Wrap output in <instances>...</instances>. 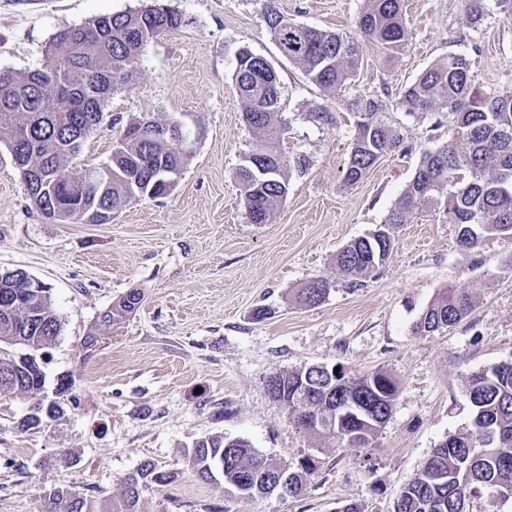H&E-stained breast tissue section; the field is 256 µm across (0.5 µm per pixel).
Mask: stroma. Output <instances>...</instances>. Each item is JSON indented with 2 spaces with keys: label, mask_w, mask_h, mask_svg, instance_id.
Instances as JSON below:
<instances>
[{
  "label": "stroma",
  "mask_w": 512,
  "mask_h": 512,
  "mask_svg": "<svg viewBox=\"0 0 512 512\" xmlns=\"http://www.w3.org/2000/svg\"><path fill=\"white\" fill-rule=\"evenodd\" d=\"M154 0H0V71L41 67L59 30ZM181 16L141 51L132 80L104 108L75 168L107 163L125 126L177 117L200 131L171 194L144 198L111 223L63 224L31 203L11 155L0 146V271L21 269L50 289L62 333L47 350L46 395L58 378L61 414L31 430L19 423L37 403L0 395V512H38L46 490L118 497L146 460L171 481L140 495L141 512H392L432 448L471 428L465 384L473 371L512 361V236L484 237L466 250L442 210L407 224L385 218L413 178L424 150L448 142L444 112H409L400 94L448 54L472 62L474 83L512 89V16L484 0H407L409 42L390 54L360 44L351 84L324 90L280 54L268 10L311 27L351 32L366 0H170ZM266 58L280 79L286 130L281 150L306 161L292 174L272 223H250L237 171L254 141L232 75L236 54ZM358 95L378 96L379 117L399 147L355 185L343 182L361 120ZM326 109L331 122L312 114ZM384 227L392 249L376 276L351 288L337 252ZM316 277L332 289L314 307L296 304ZM475 296L456 325L419 336L413 326L443 288ZM143 299L96 349L84 346L98 316L130 290ZM266 318H256L257 309ZM320 363L399 383L393 413L368 448L318 453L319 440L292 425L265 391L268 377ZM243 439L265 458L317 468L304 493L254 502L197 480L185 453L205 436Z\"/></svg>",
  "instance_id": "obj_1"
}]
</instances>
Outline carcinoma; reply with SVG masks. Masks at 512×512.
I'll list each match as a JSON object with an SVG mask.
<instances>
[{
  "instance_id": "obj_1",
  "label": "carcinoma",
  "mask_w": 512,
  "mask_h": 512,
  "mask_svg": "<svg viewBox=\"0 0 512 512\" xmlns=\"http://www.w3.org/2000/svg\"><path fill=\"white\" fill-rule=\"evenodd\" d=\"M405 0H367L356 21L355 34L322 30L284 19L272 11L267 20L277 47L285 58L299 64L306 77L323 89L350 83L359 64V40L375 41L388 53L403 50L408 32ZM180 24L172 8L154 5L137 14L119 13L58 31L46 46L41 68L23 74L0 72V145L26 150L24 167L39 169L53 193L67 202L78 188L69 183L76 174L70 163L81 152L91 131L103 120L112 92L129 79L130 59L149 41ZM243 104L247 124L258 133L257 143L243 157L238 178L249 219L268 224L288 195L287 172L303 173L305 161L286 160L280 149L284 130L280 82L271 64L248 50L241 51L232 76ZM400 103L410 112H446L452 116V138L423 154L420 164L387 224H406L420 211L444 207L448 223L457 225L458 242L473 249L485 236L512 234V91L489 92L473 85L471 62L451 54L426 69L401 93ZM364 113L351 147L344 182L358 183L379 158L399 144V137L379 118L376 96H361L353 103ZM181 131L176 118L161 123L146 118L127 125L122 146L112 153L111 187L97 201L101 212L109 206L134 202L141 190L163 198L170 190L159 180V169L180 171L191 155L179 147ZM392 248L389 236L378 230L347 243L336 255V265L351 287L360 285L385 262ZM330 280L316 277L296 293V301L313 307L329 295ZM141 292L132 290L92 325L85 347L134 311ZM473 296L453 288L444 290L419 317L414 330L426 335L445 330L467 317ZM62 322L53 308L49 288L36 294L23 271L0 278V345L22 344L41 351L54 344ZM315 389L325 386L319 364L291 370ZM344 384L329 398L308 396L305 405L288 393L291 423L314 434L328 448H368L381 432V423L393 409L399 383L389 372L345 375ZM46 379L28 364L0 351V393L20 390L42 393ZM466 396L471 406L473 432L437 445L415 476L401 489L397 512H467L473 499L485 495V512H497L498 493L512 491V361L501 362L468 376ZM343 413L333 431H318L307 419L322 408ZM186 459L190 470L204 482L219 463L224 473L243 481V497L264 499L277 470L293 473L288 496L307 488L316 469L308 456L297 465L273 463L248 441H229L215 433L195 442ZM170 474L145 461L130 475L117 499L94 500L68 489L43 494L42 512H139L141 489L162 485Z\"/></svg>"
}]
</instances>
